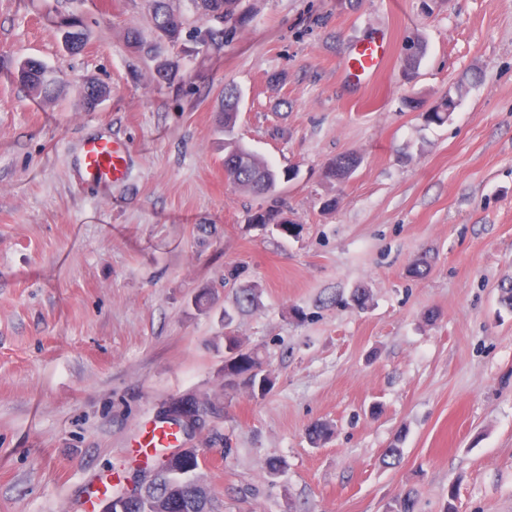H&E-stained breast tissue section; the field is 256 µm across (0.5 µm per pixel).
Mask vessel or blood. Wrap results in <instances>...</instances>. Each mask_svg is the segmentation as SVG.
Segmentation results:
<instances>
[{
	"instance_id": "b4317fda",
	"label": "vessel or blood",
	"mask_w": 512,
	"mask_h": 512,
	"mask_svg": "<svg viewBox=\"0 0 512 512\" xmlns=\"http://www.w3.org/2000/svg\"><path fill=\"white\" fill-rule=\"evenodd\" d=\"M388 57L385 37L370 38L356 50L352 66L364 77H372ZM130 150L127 143L109 135L88 138L74 160L80 183L103 186L127 179Z\"/></svg>"
}]
</instances>
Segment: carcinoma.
Wrapping results in <instances>:
<instances>
[{
    "mask_svg": "<svg viewBox=\"0 0 512 512\" xmlns=\"http://www.w3.org/2000/svg\"><path fill=\"white\" fill-rule=\"evenodd\" d=\"M152 22L156 38L172 44L182 38L184 22L176 14L172 0H151ZM195 10L205 22H211L213 13H224V26L210 29V46L222 47L233 41L239 28L245 26L251 19L250 8L245 6V0H190ZM47 67L41 62L28 58L20 63L17 79L29 91L32 97L49 100L55 92V83L48 80ZM463 86L458 85L448 92V98L440 102L430 111L424 113L428 123L443 124L449 118L448 109L457 106L462 96ZM240 90L229 85L224 88L223 127L230 130L236 126L238 107L235 100L239 98ZM107 95V88L92 82L84 88L81 98L87 108L96 107L99 98ZM359 163L354 154H343L331 161V167L326 175L329 182L342 181L349 177ZM224 172L234 186L255 195L272 196L276 193L279 183L278 173L269 163L244 147L235 135L224 137ZM282 211L277 204H271L266 209H257L248 216V223L266 226L281 225ZM259 297L256 287L242 288L236 297V309L244 312L252 308ZM224 378L236 379L227 388L242 386L254 398L264 397L274 387L273 378L263 369V356L258 348H244L238 337L224 334ZM332 433L329 425L323 422L313 423L307 430L311 443L319 444L327 440ZM198 466L197 459L187 456L183 459L179 470L160 466L155 479L147 487L145 501L133 505L129 512H139L140 508L148 507L152 512L163 504L169 488L182 486V498L175 512H210V497L207 491L193 482L191 474Z\"/></svg>",
    "mask_w": 512,
    "mask_h": 512,
    "instance_id": "obj_1",
    "label": "carcinoma"
}]
</instances>
